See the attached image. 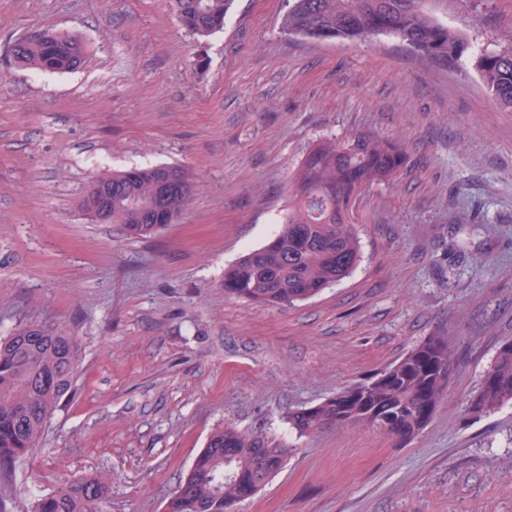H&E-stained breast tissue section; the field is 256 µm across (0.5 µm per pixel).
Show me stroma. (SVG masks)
Instances as JSON below:
<instances>
[{"mask_svg": "<svg viewBox=\"0 0 512 512\" xmlns=\"http://www.w3.org/2000/svg\"><path fill=\"white\" fill-rule=\"evenodd\" d=\"M285 0H235L197 41L169 0H0V339L47 322L82 344L76 394L16 473L27 496L112 476L110 512H164L211 430L286 437V467L237 512H512V405L468 414L512 339V111L470 60L440 68L402 42L288 37ZM471 51L512 45V0H426ZM82 37L70 73L12 61V39ZM401 144L362 190V260L293 306L224 295L225 267L288 207L287 174L320 138ZM162 163L200 190L158 237L80 208L99 177ZM429 336L453 358L447 397L407 445L363 427L290 434L311 406Z\"/></svg>", "mask_w": 512, "mask_h": 512, "instance_id": "stroma-1", "label": "stroma"}]
</instances>
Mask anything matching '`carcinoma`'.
<instances>
[{
    "label": "carcinoma",
    "instance_id": "carcinoma-1",
    "mask_svg": "<svg viewBox=\"0 0 512 512\" xmlns=\"http://www.w3.org/2000/svg\"><path fill=\"white\" fill-rule=\"evenodd\" d=\"M181 26L196 39L224 28L234 0H171ZM425 0H286L280 30L288 36L366 41L391 35L438 67L456 65L469 45L424 9ZM13 60L34 70L81 68L88 46L72 35L34 29L10 45ZM472 65L497 105L512 110V48L472 56ZM404 148L373 133L325 137L288 173V208L262 246L224 269V294L267 305H293L347 278L362 257L353 203L358 193L395 177ZM112 186V223L126 236L153 238L176 222L194 188L181 165L134 168L100 177ZM80 340L32 321L0 340V485L13 482L18 462L38 449L51 415L75 393ZM453 361L447 342L429 336L394 364L322 402L288 411L289 429L312 437L363 426L399 444L417 436L448 393ZM512 404V339L503 342L468 400L474 416ZM278 436L242 430L227 421L210 432L165 512H236L258 486L286 466ZM112 476L76 478L34 499L32 512H108Z\"/></svg>",
    "mask_w": 512,
    "mask_h": 512
}]
</instances>
